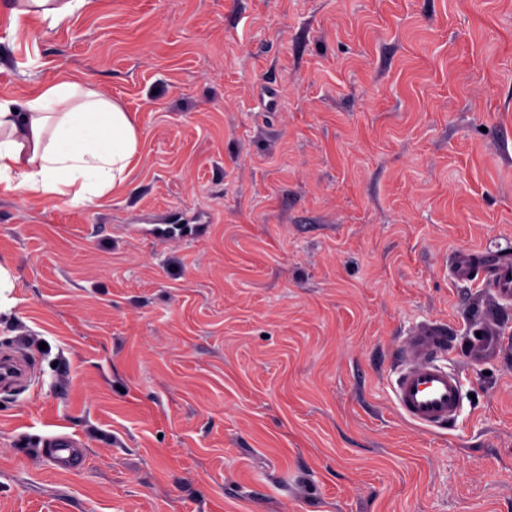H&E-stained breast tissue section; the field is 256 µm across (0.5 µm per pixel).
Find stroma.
<instances>
[{
	"instance_id": "1",
	"label": "stroma",
	"mask_w": 512,
	"mask_h": 512,
	"mask_svg": "<svg viewBox=\"0 0 512 512\" xmlns=\"http://www.w3.org/2000/svg\"><path fill=\"white\" fill-rule=\"evenodd\" d=\"M16 6L0 98L82 73L141 149L85 205L0 194V349L34 365L0 512H512V300L451 274L512 259V0ZM436 321L463 397L434 433L391 386ZM88 0H26L16 15H33L44 21L58 23L83 8ZM15 277L7 261H0V316H10L14 307V299L9 295L14 288ZM497 347V338L481 333V338L476 334L468 338L467 357L472 363L484 361ZM45 456L62 470L79 469L84 464V455L68 434H57L47 440Z\"/></svg>"
}]
</instances>
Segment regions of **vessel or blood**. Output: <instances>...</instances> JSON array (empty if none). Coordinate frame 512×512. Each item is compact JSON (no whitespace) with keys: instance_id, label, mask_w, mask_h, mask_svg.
Masks as SVG:
<instances>
[{"instance_id":"obj_1","label":"vessel or blood","mask_w":512,"mask_h":512,"mask_svg":"<svg viewBox=\"0 0 512 512\" xmlns=\"http://www.w3.org/2000/svg\"><path fill=\"white\" fill-rule=\"evenodd\" d=\"M448 341V331L438 325H424L407 338L408 351L396 371L393 395L401 415L417 427L436 430L455 424L462 403L456 374L439 363ZM497 347L496 337H469L467 356L471 362L484 361ZM27 365L10 353L0 354V385L14 387L28 382ZM58 468L75 470L84 464V455L67 434L50 437L44 450Z\"/></svg>"}]
</instances>
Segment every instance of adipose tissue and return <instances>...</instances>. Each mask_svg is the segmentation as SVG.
<instances>
[{"label":"adipose tissue","mask_w":512,"mask_h":512,"mask_svg":"<svg viewBox=\"0 0 512 512\" xmlns=\"http://www.w3.org/2000/svg\"><path fill=\"white\" fill-rule=\"evenodd\" d=\"M140 143L134 115L62 75L23 99L0 98V193L86 204L126 181Z\"/></svg>","instance_id":"ef3b65f1"}]
</instances>
